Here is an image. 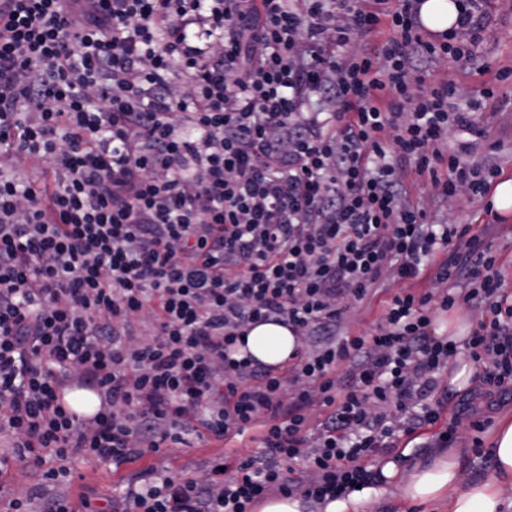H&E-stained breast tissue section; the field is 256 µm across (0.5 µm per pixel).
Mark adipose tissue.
Returning a JSON list of instances; mask_svg holds the SVG:
<instances>
[{
	"instance_id": "obj_1",
	"label": "adipose tissue",
	"mask_w": 512,
	"mask_h": 512,
	"mask_svg": "<svg viewBox=\"0 0 512 512\" xmlns=\"http://www.w3.org/2000/svg\"><path fill=\"white\" fill-rule=\"evenodd\" d=\"M300 341L288 326L277 322L252 325L245 346L257 361L269 367H282L292 361ZM493 465L480 479L459 487L458 478L465 449H436L427 462L398 465L393 461L381 467V486H370L325 502L320 512H368L391 489L411 506L446 504V512H512V414L500 416L489 436Z\"/></svg>"
}]
</instances>
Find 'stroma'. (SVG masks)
<instances>
[{
	"mask_svg": "<svg viewBox=\"0 0 512 512\" xmlns=\"http://www.w3.org/2000/svg\"><path fill=\"white\" fill-rule=\"evenodd\" d=\"M417 65L426 76V87L435 86L450 74L469 92L483 132L472 160L478 166L496 169L499 178L512 179V0H496L492 31L474 60L450 58L431 63L421 58ZM488 87L494 88V98H484L483 91ZM404 188L408 198L425 210L429 223L468 224L475 233L485 234L508 285L512 286V213L495 216L487 211L485 199L466 194L451 200L442 199L429 181L412 174L405 178ZM433 286V276L429 273L405 283L381 278L374 294L360 302H349L341 316L338 335L371 333L394 294L404 288L427 293ZM511 411L512 395L501 394L482 379L471 389L449 392L440 422L448 424L456 415L462 418L456 442L467 448L468 455L460 474L461 485H468L491 468L486 429L494 424L500 413ZM477 421L484 423V430L474 429L473 424ZM260 433L261 428L257 425L224 440L192 432L186 434L184 443H164L159 452L118 468L91 458L79 459L71 466L69 481L47 487L42 486L39 473L15 469L0 476V497L8 499L37 488L50 496L63 495L72 499L86 490L109 496L124 489L138 471L148 467L201 481L206 478L212 460L227 455L241 460L261 456Z\"/></svg>",
	"mask_w": 512,
	"mask_h": 512,
	"instance_id": "35a3bbf8",
	"label": "stroma"
}]
</instances>
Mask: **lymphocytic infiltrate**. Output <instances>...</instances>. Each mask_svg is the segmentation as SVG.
Returning <instances> with one entry per match:
<instances>
[{
	"mask_svg": "<svg viewBox=\"0 0 512 512\" xmlns=\"http://www.w3.org/2000/svg\"><path fill=\"white\" fill-rule=\"evenodd\" d=\"M420 2L0 0V472L55 484L73 459L119 467L195 423L218 439L263 427V457H224L205 480L148 468L105 505L41 512H252L274 491L321 504L378 482L369 459L444 407L457 346L430 334L436 306L485 313L465 346L512 388L490 244L429 223L403 188L411 170L446 199L490 189L472 141L440 149L475 129L464 88L420 93L415 60L474 59L491 0H458L433 40ZM428 271L433 292L402 290L373 333L336 337L382 276ZM268 321L327 338L283 375L233 358ZM75 385L99 395L94 416L63 404Z\"/></svg>",
	"mask_w": 512,
	"mask_h": 512,
	"instance_id": "lymphocytic-infiltrate-1",
	"label": "lymphocytic infiltrate"
}]
</instances>
